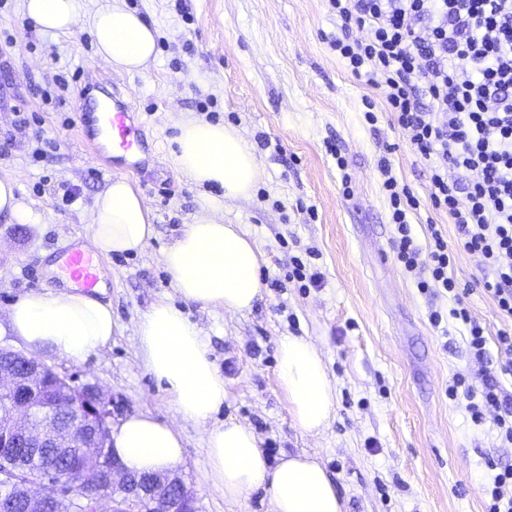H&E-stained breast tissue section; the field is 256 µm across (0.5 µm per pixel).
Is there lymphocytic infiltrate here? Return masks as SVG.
<instances>
[{
  "label": "lymphocytic infiltrate",
  "mask_w": 512,
  "mask_h": 512,
  "mask_svg": "<svg viewBox=\"0 0 512 512\" xmlns=\"http://www.w3.org/2000/svg\"><path fill=\"white\" fill-rule=\"evenodd\" d=\"M341 22L332 47L351 73L387 89L386 106L412 149L427 163L428 196L456 226L464 250L484 272V290L512 319V0H328ZM364 30L351 38V28ZM391 205L396 258L416 273L422 292L452 293L454 257L441 227L420 247L406 211L419 200L399 188L381 161ZM468 330L478 370L458 374L448 389L466 399L475 424L492 418L512 443V403L499 379L512 376V327L486 348L484 329L467 308L451 309Z\"/></svg>",
  "instance_id": "1"
}]
</instances>
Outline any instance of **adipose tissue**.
Returning a JSON list of instances; mask_svg holds the SVG:
<instances>
[{"instance_id": "ef3b65f1", "label": "adipose tissue", "mask_w": 512, "mask_h": 512, "mask_svg": "<svg viewBox=\"0 0 512 512\" xmlns=\"http://www.w3.org/2000/svg\"><path fill=\"white\" fill-rule=\"evenodd\" d=\"M25 15L44 30L78 27L77 0H25ZM91 35L100 56L114 67L138 72L156 54V31L122 6L96 14ZM175 163L194 183L217 186L225 197L247 195L262 169L234 130L200 119L178 124ZM219 200L208 201L193 224L162 253L178 295L205 307L242 312L262 293L261 253L250 237L217 217ZM153 215L128 180L112 182L93 211V247L102 255L142 250L152 238ZM14 335L30 351L79 360L105 347L117 327L111 304L57 290L28 293L9 310ZM147 369L165 384L178 409L206 421L224 403V378L209 359L203 337L183 311L167 301L152 305L137 327ZM279 381L294 426L303 433L328 424L335 389L321 351L311 341L288 336L279 349ZM112 450L135 473L173 470L183 459V439L172 425L139 413L127 416L111 436ZM209 475L225 498L238 499L266 487L272 512H345L333 481L318 458L299 453L269 465L252 429L234 421L207 434Z\"/></svg>"}]
</instances>
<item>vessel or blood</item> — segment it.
<instances>
[{"label": "vessel or blood", "mask_w": 512, "mask_h": 512, "mask_svg": "<svg viewBox=\"0 0 512 512\" xmlns=\"http://www.w3.org/2000/svg\"><path fill=\"white\" fill-rule=\"evenodd\" d=\"M77 136L95 156H110L120 164L142 169L131 154L143 150L141 133L132 112L122 102H115L110 111L99 112L93 96L82 97L76 107ZM62 270L70 282L81 291L93 294L101 286L99 266L91 253L79 248L67 250Z\"/></svg>", "instance_id": "obj_1"}]
</instances>
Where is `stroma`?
Instances as JSON below:
<instances>
[{
  "mask_svg": "<svg viewBox=\"0 0 512 512\" xmlns=\"http://www.w3.org/2000/svg\"><path fill=\"white\" fill-rule=\"evenodd\" d=\"M157 31L155 59L140 72L117 70L87 27L112 4ZM83 25L68 34L39 29L24 0H0V177L48 222L19 224L0 213V345L22 350L7 328L18 297L59 287L51 264L63 247L92 235L91 211L113 180L144 194L154 235L137 253L99 257L105 298L119 325L111 343L84 360L41 359L76 386L100 389L112 421L139 412L183 436L177 468L198 512H271L263 488L229 500L209 478L207 431L227 421L250 427L270 464L302 451L319 457L346 512H485L494 467L512 466V445L492 421L477 425L447 395L454 376L477 369L467 330L449 318L463 301L484 327L488 350L508 321L482 287L476 256L458 248L447 213L428 200L425 163L394 126L383 89L351 74L330 44L339 22L328 0H78ZM119 90L138 117L149 154L142 172L109 170L80 142L71 122L87 81ZM376 120L368 122L366 110ZM198 117L235 128L263 171L244 198L224 202L263 255L262 294L251 310L227 312L182 301L162 252L192 223L206 198L174 162L177 123ZM52 141L36 158L37 135ZM421 200L408 221L419 245L443 225L454 251L458 298L420 293L396 262L380 159ZM345 168H338V161ZM320 272V285L290 278L294 260ZM178 306L202 331L227 397L207 422L185 417L146 368L140 317L157 301ZM444 312L440 327L431 311ZM300 336L322 351L335 388L330 424L318 434L293 425L278 381V344Z\"/></svg>",
  "mask_w": 512,
  "mask_h": 512,
  "instance_id": "35a3bbf8",
  "label": "stroma"
}]
</instances>
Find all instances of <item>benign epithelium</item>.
I'll return each mask as SVG.
<instances>
[{"instance_id": "1", "label": "benign epithelium", "mask_w": 512, "mask_h": 512, "mask_svg": "<svg viewBox=\"0 0 512 512\" xmlns=\"http://www.w3.org/2000/svg\"><path fill=\"white\" fill-rule=\"evenodd\" d=\"M12 357L19 366H0V403L6 402L11 420L0 426V487L18 497L25 512H45L50 495L69 498L76 491V475L90 466L79 456L77 467L69 471L30 473L12 466L11 458L28 448L49 442L55 448H79L76 431L89 440L104 441L110 435V401L96 387L73 385L55 374L56 384L43 392L48 365L9 347L0 354ZM109 479H118L122 494L110 499L91 500L94 509L109 504L108 512H197L196 498L177 476L164 473L143 480L112 458Z\"/></svg>"}]
</instances>
